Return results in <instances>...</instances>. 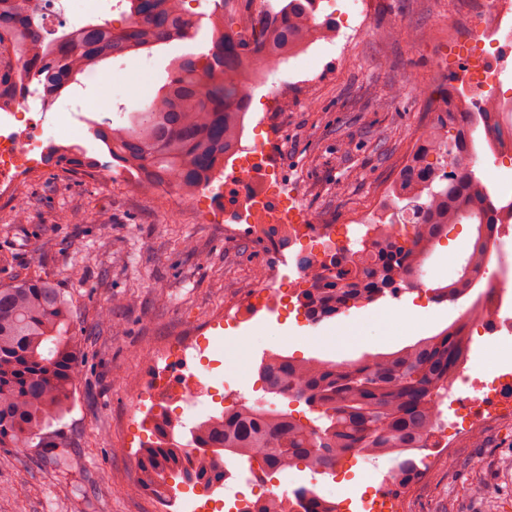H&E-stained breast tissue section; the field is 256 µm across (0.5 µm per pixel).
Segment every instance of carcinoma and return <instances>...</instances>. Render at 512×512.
<instances>
[{
	"label": "carcinoma",
	"instance_id": "obj_1",
	"mask_svg": "<svg viewBox=\"0 0 512 512\" xmlns=\"http://www.w3.org/2000/svg\"><path fill=\"white\" fill-rule=\"evenodd\" d=\"M30 0H0V100L14 102L38 85L53 98L69 92L78 76L104 61L196 36L183 0H126L130 23L122 30L87 22L45 39L29 18ZM314 0H287L247 48L214 29L209 53L172 59L176 77L122 126L93 121L89 129L111 158L160 183L174 174L186 193L203 186L224 156L233 152L244 127L242 81L251 57L272 63L316 36L336 31L318 19ZM464 92L448 90L453 105L441 126L416 134L420 143L399 176L385 221L369 225L358 249H344L329 262L309 266L308 287L298 296L309 319L319 322L358 304L395 296L421 273L448 225L477 221L494 230L500 207L467 164L479 150H494L512 133L503 113L485 99L459 117ZM459 122L450 140L441 127ZM480 137H475L477 129ZM46 162L70 171L97 166L76 145L54 150ZM480 242L468 252L463 277L447 296L468 294V273L478 270ZM73 318L61 289L46 278H24L0 286V447L42 448L49 428L62 416L77 367L78 345L69 336ZM465 321L457 319L432 336L390 353L364 354L339 365L310 358L295 361L269 353L258 368L264 392L305 403L314 417L303 423L272 406L236 401L186 431L168 426L142 448L139 470L152 492L167 496L166 479L208 490L224 482V460L255 473H276L298 463L326 474L346 456H392L389 479H417L432 438L448 382L469 352ZM44 463L64 473L73 465L65 450L42 452ZM284 512H334L312 487L300 486Z\"/></svg>",
	"mask_w": 512,
	"mask_h": 512
}]
</instances>
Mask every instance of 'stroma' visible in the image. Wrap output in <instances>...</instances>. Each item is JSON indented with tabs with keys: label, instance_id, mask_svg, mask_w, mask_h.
<instances>
[{
	"label": "stroma",
	"instance_id": "stroma-1",
	"mask_svg": "<svg viewBox=\"0 0 512 512\" xmlns=\"http://www.w3.org/2000/svg\"><path fill=\"white\" fill-rule=\"evenodd\" d=\"M365 31L355 38L318 41L323 58L314 82L291 86L288 109L269 126L246 125L250 141H274L288 193L304 224H345L357 212L371 223L385 216L383 186L397 179L416 130L431 124L441 93L454 77L472 82L464 55L487 53L477 40L476 21L489 0H368ZM189 41H172L131 54L125 68L92 67L74 86L91 102L72 136L59 135L55 113L47 137L79 144L98 166L74 173L61 166L35 168L16 195L0 198V285L18 278L51 279L74 313L71 332L83 354L66 414L55 422L51 446L67 450L75 465L66 473L42 468L37 448H0V512H157L152 492L135 491L132 464L150 428L129 418L132 385L147 376L149 360L165 343L195 328L206 315L257 285V272L271 256L259 238L224 235L220 224L198 223L177 189H139L134 172L102 150L89 120L117 111L142 110L165 83L171 57L196 52ZM469 245V227L452 224L436 243L419 283L341 317L311 322L284 304L276 314L259 313L239 327L208 333L210 359L204 373L210 389L184 422L221 411L233 399L254 401L263 393L258 365L269 352L302 361L356 359L388 353L439 332L472 304L471 299L430 305L427 291L453 275ZM123 305H113V297ZM432 306L410 324L380 326V315L400 304ZM470 353L486 377L502 373L512 335L470 328ZM363 460H344L342 471L312 476L298 466L238 483L236 491L184 487L173 512H233L235 492L259 496L271 485L294 490L315 483L320 495L358 503L383 488L392 459L382 458L369 479ZM480 493H473L472 485ZM512 512V418L487 422L480 437L460 433L438 465L404 495L405 512Z\"/></svg>",
	"mask_w": 512,
	"mask_h": 512
}]
</instances>
